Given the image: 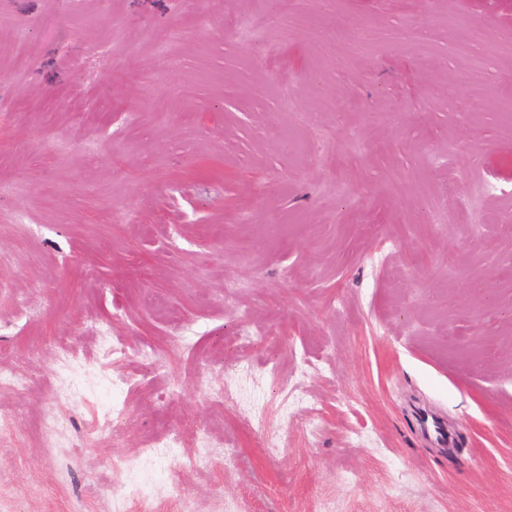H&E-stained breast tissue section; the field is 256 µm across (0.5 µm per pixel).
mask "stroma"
Instances as JSON below:
<instances>
[{"instance_id":"1","label":"stroma","mask_w":512,"mask_h":512,"mask_svg":"<svg viewBox=\"0 0 512 512\" xmlns=\"http://www.w3.org/2000/svg\"><path fill=\"white\" fill-rule=\"evenodd\" d=\"M510 37L512 0H0V512H512Z\"/></svg>"}]
</instances>
